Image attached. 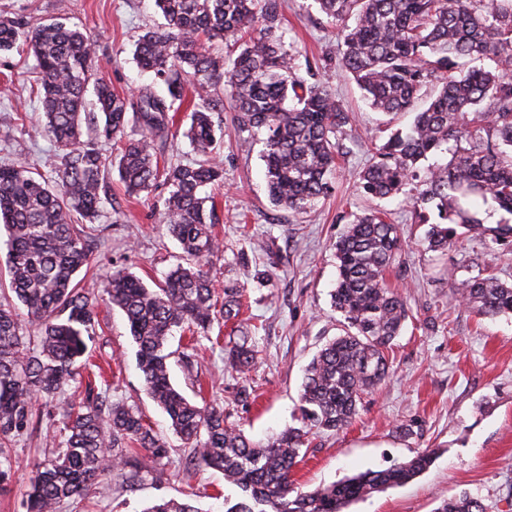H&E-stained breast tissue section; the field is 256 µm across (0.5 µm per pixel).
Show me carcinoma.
Instances as JSON below:
<instances>
[{
    "label": "carcinoma",
    "mask_w": 512,
    "mask_h": 512,
    "mask_svg": "<svg viewBox=\"0 0 512 512\" xmlns=\"http://www.w3.org/2000/svg\"><path fill=\"white\" fill-rule=\"evenodd\" d=\"M336 21L345 50L341 65L369 106L412 121L375 148L359 173V188L375 199L404 196L415 221L431 224L427 249L444 252L471 234L500 243L512 224L485 226L482 207L493 203L512 215V0H314ZM166 24L138 36V68L165 85L167 95L145 89L131 101L94 76L91 42L81 29L54 20L32 29L0 19V52L20 45L33 56L42 88L41 134L57 147L50 181L22 164H0V238L7 249L11 292L24 313L0 303V447L33 430L44 403L63 419L65 447L33 464L27 512H58L82 499L112 470H134L129 483L169 456L138 410L107 404L88 389L79 403L61 399L76 369L87 365L88 341L104 301L129 326L142 387L168 416L192 466L224 474L243 499L225 512H344L374 492L406 484L424 473L435 452L366 470L338 483L304 491L292 471L312 429L338 431L358 413L362 396L389 377L386 353L400 335L406 303L386 282L401 257L398 226L378 208L353 215L333 244L337 279L331 307L339 334L307 365L300 392L299 427L265 441L249 440L224 407L189 400L172 382L169 339L174 330L208 337L214 325L239 316L244 288H218L208 267L223 251L212 231L213 197L224 183L217 152L224 122L216 116L229 100L240 131L263 136L270 202L292 214L311 210L331 190L342 154L339 138L357 141L352 117L331 88L306 66L296 76L293 55L276 33L278 0H154ZM238 45L236 56L217 57L202 39ZM191 83L196 102L184 131L201 160L160 165L155 141L168 136L169 112ZM138 137H126L130 117ZM122 142L115 158L119 181L132 194L161 183L168 234L183 262L149 288L126 268L112 271L104 295L79 287L93 239L88 225L103 208L108 157L99 142ZM448 274L451 294L482 317L512 314V283L467 267ZM36 328L27 346L21 316ZM224 349V367L241 377L256 365L252 329ZM142 512H200L174 499ZM436 512H485L467 492Z\"/></svg>",
    "instance_id": "1"
}]
</instances>
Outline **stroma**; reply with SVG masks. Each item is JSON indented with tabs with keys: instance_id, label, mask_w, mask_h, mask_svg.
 Returning <instances> with one entry per match:
<instances>
[{
	"instance_id": "35a3bbf8",
	"label": "stroma",
	"mask_w": 512,
	"mask_h": 512,
	"mask_svg": "<svg viewBox=\"0 0 512 512\" xmlns=\"http://www.w3.org/2000/svg\"><path fill=\"white\" fill-rule=\"evenodd\" d=\"M279 3V29L296 66H316L319 78L352 113L360 137L340 156L341 172L331 194L311 213L293 215L269 201L261 143L236 131L232 112H225L224 184L215 192L220 222L214 227L223 251L213 257L211 273L217 283L246 287L241 315L256 327L260 348L250 373L255 398L239 400L241 379L225 371L223 348L205 339L196 349L199 383H192L176 358L172 380L189 399L224 406L253 440L296 425L304 369L338 332L329 296L336 283L333 245L345 228V216L378 207L398 224L404 242L399 263L386 275L390 285L401 288L409 310L389 354L391 375L364 397L349 427L311 435L293 478L310 490L403 462L427 448L435 452L427 472L360 499L346 512H434L441 501L465 490L481 499L486 512H512V315L477 316L452 299L448 284L449 272L464 275L471 261L483 274L512 282V242L489 248L467 237L460 246L435 253L427 248L428 225L416 223L408 205L397 199L377 202L359 191L358 172L401 120L365 104L338 65L339 35L313 0ZM1 16L32 27L57 18L77 24L93 46L98 75L116 92L135 96L149 85L157 94L166 92L163 84L142 75L133 60L138 35L165 23L154 0H0ZM32 64L27 52L0 53V164L21 162L50 178L57 149L39 132L43 117L33 91ZM104 186L98 221L103 232L91 269L78 276L81 287L101 292L106 275L121 267L156 287L182 256L164 226L165 187L131 197L113 170ZM253 241L258 244L254 250L249 247ZM243 249L249 252L245 265L236 259ZM260 272L265 281H257ZM99 320L90 348L95 362L112 372L107 401L138 408L172 451L133 486L113 472L88 497L64 504L59 512H142L158 499L189 496L201 512H224L240 490L226 485L216 470L185 472L180 441L166 414L143 391L124 316L103 306ZM64 443L59 418L39 414L33 432L0 457V467L11 471L8 484L0 487V512H26L34 462Z\"/></svg>"
}]
</instances>
